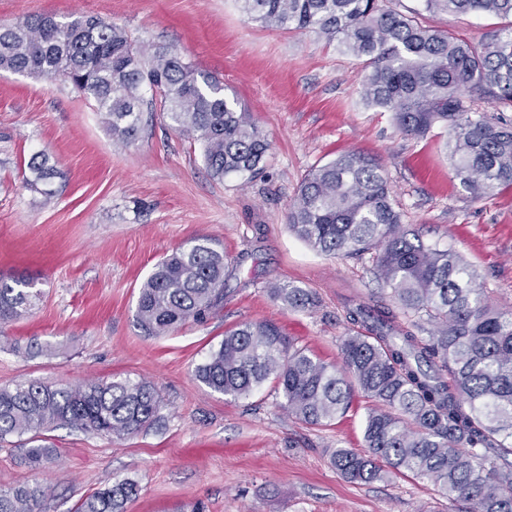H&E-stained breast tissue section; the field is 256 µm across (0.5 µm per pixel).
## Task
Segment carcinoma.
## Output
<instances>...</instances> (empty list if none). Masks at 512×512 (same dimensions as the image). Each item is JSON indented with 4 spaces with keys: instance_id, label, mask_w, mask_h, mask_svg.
<instances>
[{
    "instance_id": "1",
    "label": "carcinoma",
    "mask_w": 512,
    "mask_h": 512,
    "mask_svg": "<svg viewBox=\"0 0 512 512\" xmlns=\"http://www.w3.org/2000/svg\"><path fill=\"white\" fill-rule=\"evenodd\" d=\"M238 2L267 27L312 30L364 59L367 105L394 113L407 136L445 129L448 164L473 198L512 186V119L490 116L464 96L476 90L488 104L512 109V24L476 47L385 0ZM421 2L426 12L512 16V0ZM0 70L64 78L96 103L112 139L122 144L137 135L148 87L171 127L200 143L212 176L264 170L269 143L238 99L224 94L219 78L175 48L137 44L105 18L35 15L1 25ZM27 168L37 182L54 176L41 152ZM287 222L321 254L375 252V273L390 295L346 307L347 322L360 332L342 337L339 368L272 323L246 322L225 332L197 365V380L240 400L271 379L288 415L308 425L344 414L357 388L376 407L365 417L367 451L331 453L345 478L372 483L389 468L432 483L448 502L463 505L461 512H512V310L491 302L456 252L410 235L382 166L360 151L311 169ZM224 269V253L207 239L164 258L140 287L139 326L162 336L191 318H206L224 300ZM268 292L291 310L319 305L307 288L275 284ZM41 297L32 279L0 275V323L29 313ZM159 407L157 391L141 380L22 382L0 388V441L27 436L26 459L36 465L53 452L38 443L46 427L122 438L154 426ZM137 492L136 483L119 481L82 499L76 512H124ZM0 512H42L40 494L24 485L0 488Z\"/></svg>"
}]
</instances>
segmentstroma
<instances>
[{
  "instance_id": "obj_1",
  "label": "stroma",
  "mask_w": 512,
  "mask_h": 512,
  "mask_svg": "<svg viewBox=\"0 0 512 512\" xmlns=\"http://www.w3.org/2000/svg\"><path fill=\"white\" fill-rule=\"evenodd\" d=\"M41 14L98 15L143 45L174 46L221 79L271 149L263 174L219 180L199 142L157 108L119 144L70 83L0 72V274L33 277L43 292L26 316L0 325V387L130 378L162 398L159 422L130 437L43 431L53 453L36 468L9 438L0 487L42 491L45 512H75L83 497L127 479L139 493L125 512H453L429 482L392 474L354 483L332 465L334 449L365 450L362 395L331 424L310 426L288 417L272 383L234 401L194 369L245 321L275 323L339 364L346 304L385 295L370 257L319 254L289 230L288 208L312 167L351 150L376 157L403 224L460 253L503 308L512 307V187L471 197L441 151L444 129L404 135L392 113L364 104L362 60L315 32L264 27L237 0H0V25ZM423 21L474 44L501 24L428 12ZM40 151L56 170L49 198L29 183L27 162ZM200 238L224 253L223 307L147 335L136 319L142 283ZM273 283L311 289L320 304L286 309L269 296Z\"/></svg>"
}]
</instances>
